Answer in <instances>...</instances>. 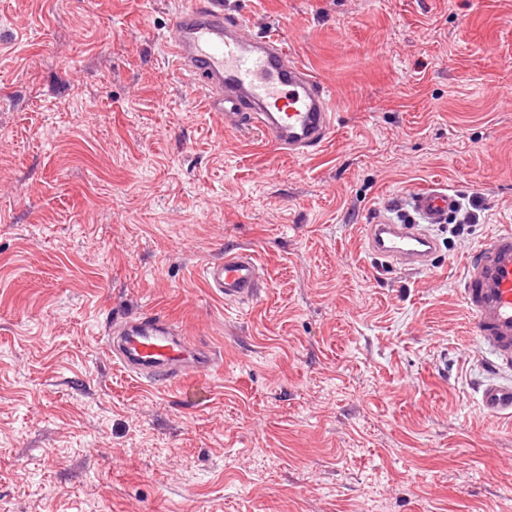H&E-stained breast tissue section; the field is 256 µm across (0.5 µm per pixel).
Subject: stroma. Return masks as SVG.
Wrapping results in <instances>:
<instances>
[{"mask_svg":"<svg viewBox=\"0 0 512 512\" xmlns=\"http://www.w3.org/2000/svg\"><path fill=\"white\" fill-rule=\"evenodd\" d=\"M184 0H0V512H512L464 263L512 226V0H224L335 92L323 150L228 132L164 43ZM441 184L427 267L363 245ZM257 300L201 276L230 250ZM216 351L145 385L104 329ZM256 258L244 250L224 254V260L209 262L203 268L210 288L224 301H253L261 292L262 277Z\"/></svg>","mask_w":512,"mask_h":512,"instance_id":"stroma-1","label":"stroma"}]
</instances>
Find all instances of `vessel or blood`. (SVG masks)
<instances>
[{
	"mask_svg": "<svg viewBox=\"0 0 512 512\" xmlns=\"http://www.w3.org/2000/svg\"><path fill=\"white\" fill-rule=\"evenodd\" d=\"M166 48L175 67L221 113L227 129L260 131L293 157L315 154L336 126L333 90L294 61L275 35L252 36L242 19L226 12L222 0H186L171 26ZM251 115L243 124V115ZM459 204L447 189L426 186L410 196L413 218L397 224L378 216L366 225L364 242L383 259L424 265L435 250L427 227L444 224ZM209 287L228 302L256 299L262 288L256 258L243 250L225 254L203 269ZM460 293L476 338L491 367L512 371V229L485 238L469 255ZM107 339L117 364L152 385H168L198 375L217 362L215 351L187 340L161 317L114 321ZM480 407L491 417L512 418V384L489 382Z\"/></svg>",
	"mask_w": 512,
	"mask_h": 512,
	"instance_id": "b4317fda",
	"label": "vessel or blood"
}]
</instances>
